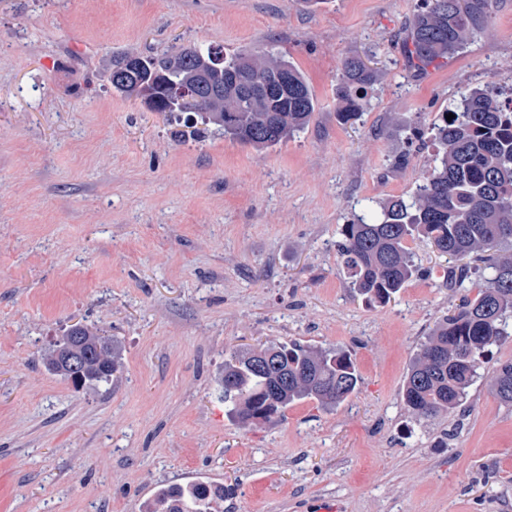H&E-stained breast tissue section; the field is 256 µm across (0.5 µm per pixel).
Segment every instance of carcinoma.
Instances as JSON below:
<instances>
[{"label": "carcinoma", "instance_id": "1", "mask_svg": "<svg viewBox=\"0 0 512 512\" xmlns=\"http://www.w3.org/2000/svg\"><path fill=\"white\" fill-rule=\"evenodd\" d=\"M495 0H422L401 36V50L422 73L441 59L463 51L488 25ZM112 91L138 100L175 120L197 116L224 136L264 150L303 131L316 110L304 75L271 51H242L231 57L212 45L196 44L173 53H125L106 69ZM288 85L278 95L264 86L281 77ZM366 64L347 57L341 62L336 93L347 123L366 107ZM217 92L200 100L178 99L175 89L200 86ZM455 118L448 120L446 116ZM420 141L436 147L433 165L421 175L414 195L385 200L373 219L341 227L338 256L348 271L350 288L370 303L385 304L417 271L409 242L422 239L442 254L459 259L491 249H512V111H504L499 92L474 88L448 104L427 128L414 129ZM486 285L438 321L408 368L402 398L418 416L450 414L460 405L478 375L489 347L509 335L512 319V254L490 260ZM472 277L470 266L448 267V287ZM271 357L267 371L257 364ZM46 368L87 389L108 383L119 368L111 340L85 326L66 331L45 357ZM360 373L351 354L299 342L264 344L224 354L219 385L226 413L241 425H257L285 415L297 402L313 400L335 408L352 395ZM495 398L512 406V363L496 369ZM209 490L196 485L179 495L166 512H208Z\"/></svg>", "mask_w": 512, "mask_h": 512}]
</instances>
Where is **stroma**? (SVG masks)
Here are the masks:
<instances>
[{"label": "stroma", "mask_w": 512, "mask_h": 512, "mask_svg": "<svg viewBox=\"0 0 512 512\" xmlns=\"http://www.w3.org/2000/svg\"><path fill=\"white\" fill-rule=\"evenodd\" d=\"M419 0H0V512H164L173 486L223 489L215 512H512V406L493 396L512 336L452 414L401 397L422 337L464 296L428 243L386 304L356 297L342 225L411 197L434 150L395 169L412 127L459 91L512 83V0L466 51L413 74L400 53ZM270 50L306 77L309 126L267 150L170 123L113 93L128 51ZM374 72L341 123L347 57ZM75 324L121 357L90 390L41 354ZM297 340L342 348L356 392L282 420L224 414V352Z\"/></svg>", "instance_id": "stroma-1"}]
</instances>
